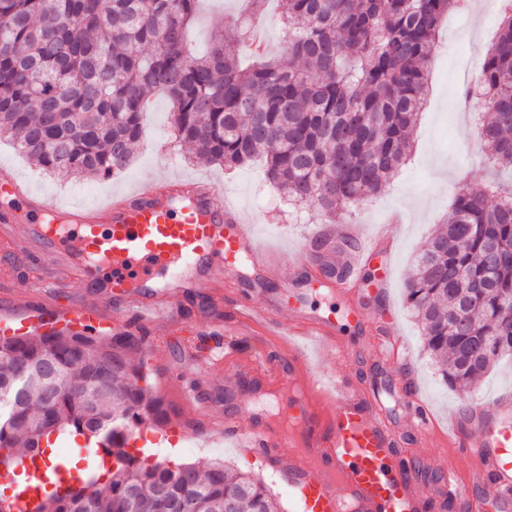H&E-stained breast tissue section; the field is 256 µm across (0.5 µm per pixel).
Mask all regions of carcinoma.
Masks as SVG:
<instances>
[{"label":"carcinoma","mask_w":512,"mask_h":512,"mask_svg":"<svg viewBox=\"0 0 512 512\" xmlns=\"http://www.w3.org/2000/svg\"><path fill=\"white\" fill-rule=\"evenodd\" d=\"M202 0H0V138L48 174L108 178L163 93L174 140L234 170L256 160L291 203L325 223L377 195L410 152L441 17L465 0H279L288 57L239 62L265 0L216 30L196 56L188 28ZM480 135L512 171V5L486 53ZM406 302L449 385L465 389L512 356V189L455 197L406 283ZM69 328L0 336V378L27 364L25 397L0 400V464L41 453L44 437L93 438L116 466L105 483L39 501L37 512H281L264 481L222 462H151L129 448L168 413L133 351Z\"/></svg>","instance_id":"carcinoma-1"}]
</instances>
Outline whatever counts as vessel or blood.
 Here are the masks:
<instances>
[{"mask_svg":"<svg viewBox=\"0 0 512 512\" xmlns=\"http://www.w3.org/2000/svg\"><path fill=\"white\" fill-rule=\"evenodd\" d=\"M38 210L32 190L1 168L0 238H11L14 225L28 224L64 254L66 277L84 280L105 268V280L96 284L102 300L28 314L1 313L4 336L53 325L147 336L153 327L151 313L166 314L167 324H174L170 315L174 297L209 287L200 271L210 262L222 265L242 257L254 269L270 268L251 224L201 179L147 182L92 209L65 208L61 222L54 224L39 223ZM371 250V245H364L349 258L337 293L355 295ZM266 321L251 299H241L234 332L257 335ZM210 333L216 341L204 358L208 365L238 368L269 396H278L286 387L301 390V397L292 402V425L259 417L244 423L225 415L211 421L209 428L237 441L244 451L258 455L286 477L302 500L303 512H431L434 501L447 497L460 500L464 512H512L511 398L489 405L469 423H452L453 441L467 448L473 461L470 482L459 483L450 471L436 488L424 489L378 402L359 385L321 380L303 349L293 342L283 367L275 362L268 343H260L241 359L232 346L220 342L223 325H214ZM280 334L303 337L325 350L335 342V325L319 315L299 316ZM406 410L413 432L430 428L429 409L416 396H409ZM22 466L27 480L14 509L33 512L46 468L43 461L27 458Z\"/></svg>","mask_w":512,"mask_h":512,"instance_id":"b4317fda","label":"vessel or blood"}]
</instances>
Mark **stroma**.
<instances>
[{"label":"stroma","mask_w":512,"mask_h":512,"mask_svg":"<svg viewBox=\"0 0 512 512\" xmlns=\"http://www.w3.org/2000/svg\"><path fill=\"white\" fill-rule=\"evenodd\" d=\"M239 9L240 0H206L190 31L193 46L204 49L212 30L224 25ZM499 22L493 0H470L467 10L445 17L440 48L431 66L430 94L413 134L411 155L380 193L353 208L347 217L348 223L361 226L364 239L378 244L377 254L365 268L364 280L357 285L362 305L372 314L370 326L363 330L346 320L348 299L316 293L310 287L311 280L321 278L323 267L309 263L300 246L322 226L317 210L289 205L268 183L262 163L228 172L195 158L188 146L174 142L169 103L161 94L152 96L145 134L133 149L130 166L118 176L94 181L50 176L6 140L0 141V166L11 168L55 208L73 202L92 203L155 177H206L223 184L225 198L252 222L258 238L284 244L291 251L289 260L275 264L271 274L252 288L258 305L285 322L290 319L286 306L296 300L303 302L308 313L332 317L336 338L352 358L345 363L328 357L320 367L321 374L348 377L366 389L375 383L384 386L382 402L401 437L402 448L428 466L431 476L451 467L463 479L472 463L464 448L448 440V423L474 399L488 401L512 393V358L500 361L471 392L451 388L425 348L421 328L407 307L405 284L431 233L447 222L456 192L496 176L487 164L477 125L459 112L458 106L462 90L481 76ZM496 177L505 183L512 181V174L507 172ZM52 262V256L46 255L34 238L0 246V296L13 295L14 309H23L29 298L42 295V270ZM242 275L234 266L216 274L213 287L222 293L221 303L198 295L175 298V307L183 311L178 325L150 336L140 355L152 384L171 409V424L185 434V445L169 454L185 463L221 460L229 467L254 472L266 481L283 512H300V503L280 473L244 455L232 441L210 437L204 417L180 395L182 379L194 378L200 398L214 411L242 416L254 410L275 418L287 414V399L259 396L249 379L199 364L188 353L203 324L227 321L224 303L239 295ZM387 336L399 342L401 359L380 352V342ZM408 381L431 409L435 418L432 432L416 435L406 428L402 396Z\"/></svg>","instance_id":"1"}]
</instances>
